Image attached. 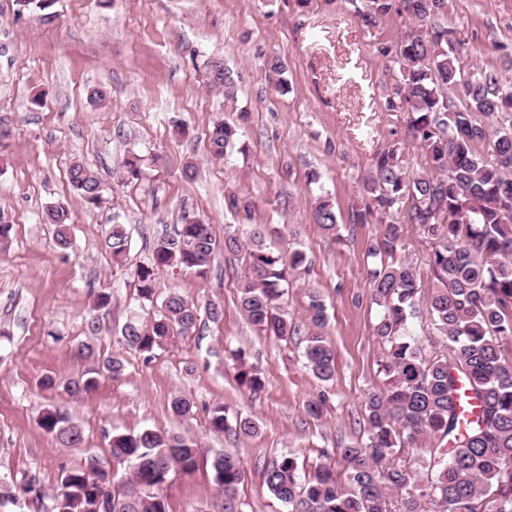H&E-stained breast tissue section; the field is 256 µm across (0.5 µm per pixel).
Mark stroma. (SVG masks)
Listing matches in <instances>:
<instances>
[{
    "instance_id": "stroma-1",
    "label": "stroma",
    "mask_w": 512,
    "mask_h": 512,
    "mask_svg": "<svg viewBox=\"0 0 512 512\" xmlns=\"http://www.w3.org/2000/svg\"><path fill=\"white\" fill-rule=\"evenodd\" d=\"M448 25L463 43L465 68L492 67L512 78V0H448ZM54 22L19 0H0V117L12 135L0 146V214L13 226L0 251V480L37 474L53 489L62 468L97 459L125 484L130 464L113 465L108 434L157 428L192 438L200 448L227 450L241 461L245 479L238 512H288L262 484L266 462L292 453L306 465L360 439L366 393L382 385L374 334L378 308L370 298L368 247L382 221L350 224L363 208L364 177L375 156L398 147L405 170L420 173L424 152L407 137V117L387 111L385 96L397 80L378 44L395 45L408 20L389 15L363 27L355 0H58ZM287 65L286 89L266 78L270 57ZM223 60L237 92L225 97L209 86L205 64ZM107 91L105 106L88 103L91 89ZM240 123L235 147L224 159L209 152L217 121ZM145 156L139 180H123L119 164L129 152ZM81 161L104 187L105 204L90 210L71 194L67 170ZM194 162V180L181 174ZM252 204L251 217L229 211V194ZM343 219L339 236L314 221L318 197ZM62 202L73 221V246L61 251L44 208ZM246 234L267 225V243L306 253L309 270L288 279L281 311L307 320L309 290L326 305L324 336L336 351L335 375L319 381L306 367L299 338L286 341L255 330L238 302L245 274L240 256L217 251L207 275L179 267L159 275L162 292L174 291L198 306L221 304L220 322L144 360L124 346L119 329L136 306L133 270L149 247L173 232L183 217ZM126 224L131 249L125 265L104 247L112 220ZM428 242L407 227L397 258L423 285L411 331L425 353L439 351L427 312ZM112 293V310L98 336L107 354L124 358L125 374L102 373L97 387L73 397L63 381L92 369L78 354L95 293ZM243 348L260 368L265 387L250 394L229 356ZM59 386L45 390L44 377ZM329 391L321 419L305 412L308 400ZM196 403L189 419L171 410L174 395ZM217 404L253 417L257 436L214 435L208 412ZM52 405L84 435L82 445L61 447L39 424ZM168 512H224V498L199 467L174 474L164 487Z\"/></svg>"
}]
</instances>
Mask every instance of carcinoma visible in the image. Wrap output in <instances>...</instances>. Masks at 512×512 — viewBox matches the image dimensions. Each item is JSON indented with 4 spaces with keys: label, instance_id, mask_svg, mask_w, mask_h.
<instances>
[{
    "label": "carcinoma",
    "instance_id": "carcinoma-1",
    "mask_svg": "<svg viewBox=\"0 0 512 512\" xmlns=\"http://www.w3.org/2000/svg\"><path fill=\"white\" fill-rule=\"evenodd\" d=\"M57 0H23L41 19L56 17ZM406 15L413 27L395 46L380 45L379 52L399 66V83L385 99L386 110L407 115L409 137L423 150L425 171L408 175L392 148L377 155L365 177L368 203L351 215L350 223L365 224L375 212L391 218L370 244L375 262L368 270L372 303L379 307L374 327L383 346L382 386L365 397V437L339 449V458L325 457L313 471L293 454L270 461L263 472L267 491L288 507V512H392V494L410 484L411 472L393 463L396 449L406 445L444 441L442 458L429 462L434 475L401 501L402 512H476L485 501L495 512H512V358L503 341L512 338V126L497 124V114L512 112V81L492 69L468 71L456 57L459 41L454 30L438 19L448 13V0H364L359 17L367 28L391 14ZM211 87L234 95L236 83L220 61L207 62ZM269 77L285 87L286 64L278 57L268 61ZM460 88L463 101L448 94ZM240 126L219 121L209 134L213 157L222 159L238 138ZM124 177L140 179L143 158L135 152L122 161ZM73 195L88 209L105 203L99 178L80 163L68 170ZM41 219L55 227L58 246L71 248L70 213L63 205L44 209ZM315 223L327 234L340 236L334 205L324 200L314 211ZM415 226L431 244L429 269L432 291L428 313L448 353L426 354L408 334L407 321L414 315L420 284L412 266L393 260L403 247L405 226ZM267 225L254 224L249 244L238 235L224 233L219 243L212 225L201 219L183 218L174 234L157 239L151 257L133 272L139 311L127 316L121 328L125 346L147 361L177 337L196 331L198 306L176 292L162 294L158 276L179 266L202 275L219 247L230 254L245 252L247 273L240 282L239 301L256 330L287 340L306 332L303 357L306 366L322 382L335 374V351L324 339L326 308L317 291L309 293L308 322L300 327L280 313L288 271L307 272L303 251H291L289 259L265 244ZM112 260H126L130 249L126 225L115 222L105 237ZM112 296L95 295V314L85 324L80 355L117 379L125 374L123 359L103 356L95 348L102 330L103 313ZM238 364L241 385L255 394L264 388L262 373L249 364L245 350L231 352ZM96 370L64 383L77 396L97 385ZM466 380L477 400L476 419L461 432L456 407L457 377ZM195 402L185 395L171 401L175 416L194 415ZM41 427L63 447L84 441L82 430L57 409L45 408ZM208 425L216 435L236 438L258 433L249 416L230 414L217 405L210 410ZM112 461L133 463L134 486L155 484L165 468L193 473L199 465L198 445L181 436L143 428L134 433L109 435ZM215 487L224 493V512H236L234 501L244 481L240 460L230 452L209 460ZM343 464L347 483L341 484L336 464ZM101 475L84 468L64 469L48 494L38 477L27 475L20 483L32 506L44 512H168L161 489L152 493L113 489L112 500L102 495ZM50 505H45V500Z\"/></svg>",
    "mask_w": 512,
    "mask_h": 512
}]
</instances>
